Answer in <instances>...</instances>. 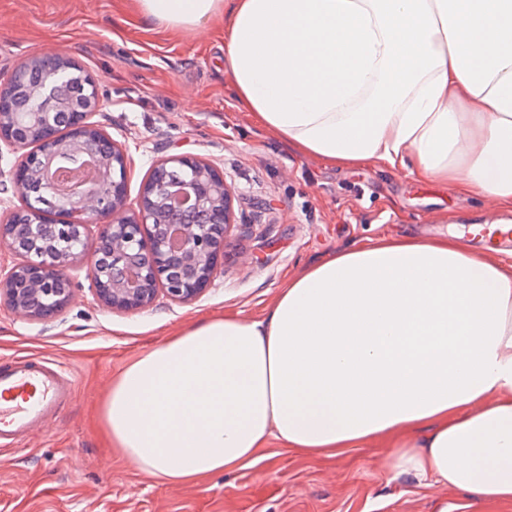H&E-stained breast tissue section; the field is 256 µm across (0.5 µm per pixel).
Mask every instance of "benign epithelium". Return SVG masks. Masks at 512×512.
<instances>
[{
  "label": "benign epithelium",
  "instance_id": "benign-epithelium-1",
  "mask_svg": "<svg viewBox=\"0 0 512 512\" xmlns=\"http://www.w3.org/2000/svg\"><path fill=\"white\" fill-rule=\"evenodd\" d=\"M64 53L36 54L0 78V160L9 161L20 204L0 223V248L19 257L0 272V299L26 319L48 321L69 303L67 270L85 255L72 247L89 227L107 220L87 267L90 291L103 307L135 312L158 295L178 304L199 300L224 272L225 245L234 224L224 174L192 155L157 160L136 206L128 203V154L92 117L100 106L93 80L82 106L70 112L11 105L32 84L42 101L67 106V85L49 76L69 66ZM88 154L100 165L98 185L80 195L59 192L51 176L56 160Z\"/></svg>",
  "mask_w": 512,
  "mask_h": 512
}]
</instances>
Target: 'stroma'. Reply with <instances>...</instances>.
I'll return each instance as SVG.
<instances>
[{
	"mask_svg": "<svg viewBox=\"0 0 512 512\" xmlns=\"http://www.w3.org/2000/svg\"><path fill=\"white\" fill-rule=\"evenodd\" d=\"M64 52L97 84L94 121L125 148L128 201L152 164L193 154L224 173L237 228L224 273L200 300H159L134 313L98 306L83 264L56 319L32 321L0 301V365L37 355L66 363L75 396L54 423L0 452V512H512L410 473H392L377 443L333 457L278 444L229 474L169 485L138 470L102 434L113 378L151 346L204 317L256 319L286 274L376 237L461 233L488 201L408 172L325 165L298 155L241 110L224 72V28L174 32L131 0H0V73Z\"/></svg>",
	"mask_w": 512,
	"mask_h": 512,
	"instance_id": "35a3bbf8",
	"label": "stroma"
}]
</instances>
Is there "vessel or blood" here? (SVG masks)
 <instances>
[{"instance_id": "obj_1", "label": "vessel or blood", "mask_w": 512, "mask_h": 512, "mask_svg": "<svg viewBox=\"0 0 512 512\" xmlns=\"http://www.w3.org/2000/svg\"><path fill=\"white\" fill-rule=\"evenodd\" d=\"M73 374L58 362L23 356L0 371V446L28 438L71 399Z\"/></svg>"}]
</instances>
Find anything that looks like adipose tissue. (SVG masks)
Instances as JSON below:
<instances>
[{"instance_id":"adipose-tissue-1","label":"adipose tissue","mask_w":512,"mask_h":512,"mask_svg":"<svg viewBox=\"0 0 512 512\" xmlns=\"http://www.w3.org/2000/svg\"><path fill=\"white\" fill-rule=\"evenodd\" d=\"M179 31L224 24L242 109L298 153L372 163L512 212V0H135ZM113 445L168 483L270 442L512 501V264L448 238L383 237L305 266L266 314L203 318L102 400Z\"/></svg>"}]
</instances>
